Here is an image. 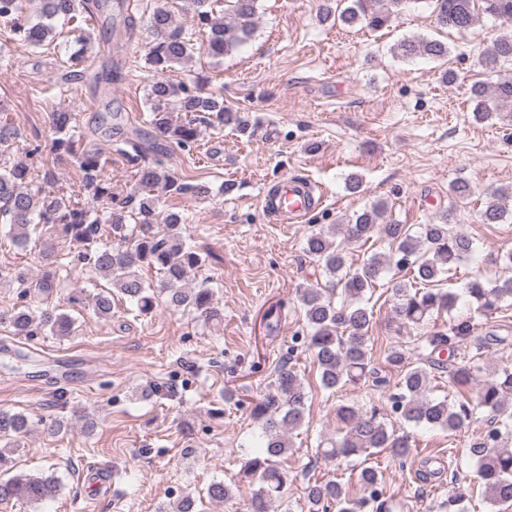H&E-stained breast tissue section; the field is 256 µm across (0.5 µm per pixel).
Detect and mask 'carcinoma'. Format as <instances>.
I'll use <instances>...</instances> for the list:
<instances>
[{
    "mask_svg": "<svg viewBox=\"0 0 512 512\" xmlns=\"http://www.w3.org/2000/svg\"><path fill=\"white\" fill-rule=\"evenodd\" d=\"M39 16L33 21L23 9V0H0V21L9 25L10 34L21 48L43 46L54 32L51 20L73 22L82 13L94 17V0H28ZM217 0H194L197 25L207 29V48L214 56H223L247 42L253 33L252 19L258 0H224L231 21L214 17L212 4ZM441 26L467 29L478 12L512 23V0H435ZM404 0H341L322 8L323 20L343 25L366 22L373 29L387 25ZM152 40L146 64L156 75L148 93L150 124L158 144L191 149L196 145L203 124L230 126L246 135L255 126L249 117L224 106V101L201 92L199 81L185 83L168 76L177 66L187 65L195 54L194 44L173 24L170 11L153 10L145 23ZM404 58H448V46L435 39H405L398 45ZM512 60V29L502 33L479 56V64L488 72ZM473 114L479 120L512 107V80L494 85L492 91L477 84L472 88ZM55 137L54 159L75 160L84 189L104 204L101 210L86 209L64 200L42 186L33 187L28 165L0 162V217L9 225L8 236L17 248L28 245L37 230L53 233L83 248L95 279L108 282L141 314L151 313L164 302L175 310L195 311L206 320L219 318L214 307V290L208 281L196 282L203 265L197 249L185 243L182 225L186 218L178 212L158 209L157 188L171 194L192 193L209 197L210 187L203 183L186 184L158 163L138 167L136 191L116 202L112 183L104 176L106 158L76 139V117L71 112L52 115ZM512 190L497 188L479 213L483 224H500L512 216ZM387 203L377 201L345 224H332L306 238V254L318 263L326 278L299 289L298 299L304 312L307 331L294 337L295 343L311 354L317 365L321 387L336 391L348 384L357 385L370 397L377 393L382 403L342 405L336 415L342 427L336 437L316 448L317 458L336 466L351 465L362 458L388 451L400 469H405L411 450L407 433H399L395 421L448 433L460 431L472 419L475 407L491 415L487 432L490 442L473 444L470 452L478 459L480 489L494 504L512 502V370L495 369L483 381L477 399L469 397V386L483 371L480 356L484 349L504 338L490 329L474 335L472 317L458 315L449 324L425 332L415 343V360L403 349L394 347L386 356L389 370L398 372L391 386L388 370L372 363L370 336L374 311L365 298L367 290L390 277L392 313L402 324L421 325L434 315L451 312L458 296L439 288L448 279L452 266L475 251L470 236L450 224L453 209L439 215L435 222L418 226L383 223ZM108 234H103V229ZM107 239H102V236ZM387 244L384 252H374L355 267L347 265L343 241L366 243L372 237ZM154 268L156 282L146 281L141 270ZM60 287L54 273L47 271L36 281V293L47 299ZM464 294L476 304V312L490 318L501 304L512 300V278L490 286L480 278L469 280ZM95 316H112V294L99 293L92 299ZM76 320L60 308L24 306L0 311V326L18 336H34L48 330L59 336L74 332ZM466 343L475 350L474 360L462 365L447 364L440 355L456 351ZM293 350L278 363L273 379L251 402L252 419L261 425L263 444L244 461L239 475L257 485L246 507L247 512H275L272 504L284 502L288 474L281 461L293 447L291 433L306 424L309 395L303 379L292 364ZM449 370L448 383L457 390L453 400L436 397L431 386L434 372ZM32 428L30 418L21 412L0 411V434L22 436ZM11 460L0 450V502L12 499L33 506L49 499L57 491L54 476L8 475ZM361 494H352L339 481L314 480L308 483L307 499L315 512H403L405 504L386 496L378 467L363 466L358 473ZM210 501L226 503L233 498V485L213 481L207 488ZM469 497L459 475L448 483V494L437 505L438 512H464Z\"/></svg>",
    "mask_w": 512,
    "mask_h": 512,
    "instance_id": "1",
    "label": "carcinoma"
}]
</instances>
